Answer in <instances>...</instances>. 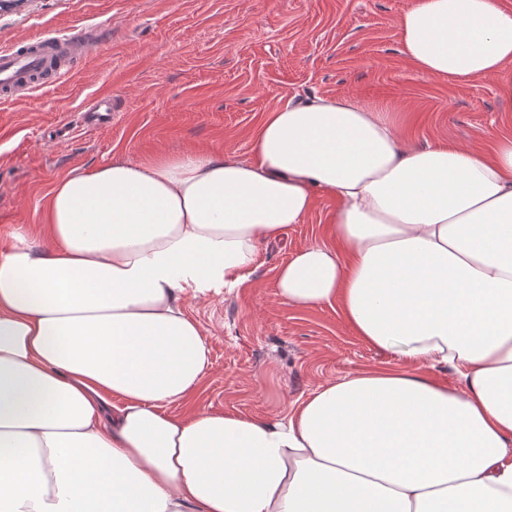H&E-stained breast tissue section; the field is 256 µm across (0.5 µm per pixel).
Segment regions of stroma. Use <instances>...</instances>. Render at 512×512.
I'll return each instance as SVG.
<instances>
[{"instance_id":"obj_1","label":"stroma","mask_w":512,"mask_h":512,"mask_svg":"<svg viewBox=\"0 0 512 512\" xmlns=\"http://www.w3.org/2000/svg\"><path fill=\"white\" fill-rule=\"evenodd\" d=\"M416 0H26L0 7V45L106 30L64 78L0 98V250L42 240L52 183L122 157L224 152L246 160L269 112L315 95L385 108L409 145L488 149L512 133V71L448 81L403 55L396 21ZM111 96L88 122L83 108ZM336 208L318 197L305 223L262 247L241 286L190 293L211 367L200 407L281 419L320 386L391 363L338 306L275 294L278 267L313 243Z\"/></svg>"}]
</instances>
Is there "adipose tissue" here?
<instances>
[{"instance_id": "1", "label": "adipose tissue", "mask_w": 512, "mask_h": 512, "mask_svg": "<svg viewBox=\"0 0 512 512\" xmlns=\"http://www.w3.org/2000/svg\"><path fill=\"white\" fill-rule=\"evenodd\" d=\"M396 29L429 76L512 64L499 0H418ZM251 153L71 172L43 243L0 251V512H512V135L412 148L380 108L315 96ZM320 195L333 224L276 295L340 305L393 365L280 420L198 409L210 350L183 296L248 280Z\"/></svg>"}]
</instances>
